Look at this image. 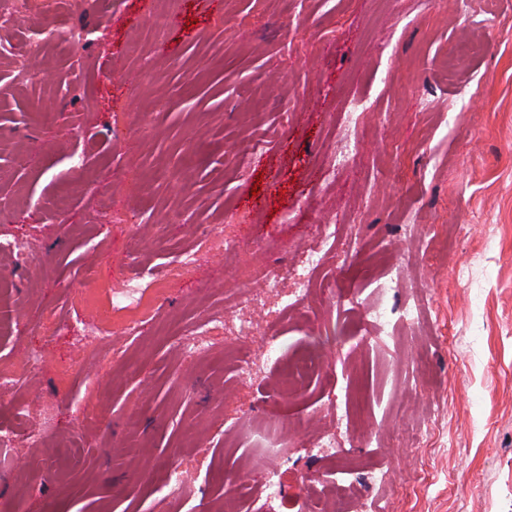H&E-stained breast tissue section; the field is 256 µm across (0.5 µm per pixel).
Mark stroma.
<instances>
[{
    "instance_id": "stroma-1",
    "label": "stroma",
    "mask_w": 512,
    "mask_h": 512,
    "mask_svg": "<svg viewBox=\"0 0 512 512\" xmlns=\"http://www.w3.org/2000/svg\"><path fill=\"white\" fill-rule=\"evenodd\" d=\"M72 23L91 30L83 94L49 35ZM31 38L48 52L26 84L0 57V241L31 244L23 267L0 255V342L43 362L0 404V512H305L320 497L328 512H512V0H110L105 16L56 0L0 29L11 47ZM348 140L352 161L327 171ZM217 224L247 251L205 247ZM322 224L336 238L297 311L238 303L261 270L296 267ZM425 225L444 238L430 259ZM405 249L412 287L378 293L380 256ZM190 250L194 271L171 275ZM89 270L112 324L86 356L73 339L92 320ZM158 282L159 323L126 334L125 305ZM379 304L384 333L363 332ZM53 306L55 338L35 330ZM214 314L225 328L207 348L179 343ZM242 316L251 338L231 333ZM271 336L282 359L328 354L300 394L263 361ZM240 352L257 374L232 371ZM321 430L350 460L306 455ZM274 456L290 487L268 500ZM379 468L389 480L369 482ZM299 470L312 482L294 485Z\"/></svg>"
}]
</instances>
